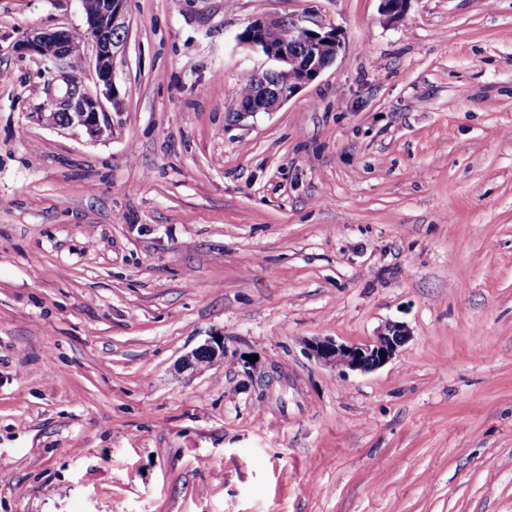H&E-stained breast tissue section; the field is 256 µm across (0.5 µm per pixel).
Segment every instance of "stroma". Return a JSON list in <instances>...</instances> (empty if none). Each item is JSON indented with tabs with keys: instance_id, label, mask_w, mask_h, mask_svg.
I'll list each match as a JSON object with an SVG mask.
<instances>
[{
	"instance_id": "35a3bbf8",
	"label": "stroma",
	"mask_w": 512,
	"mask_h": 512,
	"mask_svg": "<svg viewBox=\"0 0 512 512\" xmlns=\"http://www.w3.org/2000/svg\"><path fill=\"white\" fill-rule=\"evenodd\" d=\"M288 13L342 51L235 118ZM84 25L0 0V512H512V0H128L95 139L17 50ZM408 330L399 324H388L373 340L363 343H339L331 337L312 339L309 351L318 362L344 372L370 371L391 361L409 339ZM386 355V359H381ZM204 354L210 358L209 364H200L196 361V356ZM224 339L220 336H212L204 344L194 348L191 352L183 356L180 360V367L183 371H189L191 374L200 373L201 370L224 359Z\"/></svg>"
}]
</instances>
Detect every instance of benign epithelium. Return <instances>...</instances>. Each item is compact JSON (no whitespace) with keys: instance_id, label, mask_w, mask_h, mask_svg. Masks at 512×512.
<instances>
[{"instance_id":"benign-epithelium-1","label":"benign epithelium","mask_w":512,"mask_h":512,"mask_svg":"<svg viewBox=\"0 0 512 512\" xmlns=\"http://www.w3.org/2000/svg\"><path fill=\"white\" fill-rule=\"evenodd\" d=\"M380 2L383 15L392 23L402 21L410 5V0ZM126 3L127 0H99L97 8L85 12L86 36L82 39L75 38L67 28L33 32L21 40L18 49L46 62L76 60L83 65L85 60L80 53L81 44H92L97 84L104 88L107 95L114 90L115 63L126 30ZM272 25L288 29V41L271 45L250 34L239 37L240 42L261 50L275 62V68L254 75L255 83L260 88L251 103H238L236 115L239 117L276 111L333 64L344 47L338 27L320 24L315 30L306 25L303 18L293 14L255 19L249 29ZM47 120L63 128L80 126L91 137L97 138L108 123V115L103 111L99 97L80 90L79 77L73 74L59 109L49 113ZM408 339L409 332L404 326L390 323L370 341L345 344L331 337L315 338L309 342V351L318 362L332 369L366 372L391 361ZM200 354L209 357L211 365L223 359L224 337L212 336L183 356L181 369L192 374L205 369V365L196 361V356Z\"/></svg>"}]
</instances>
